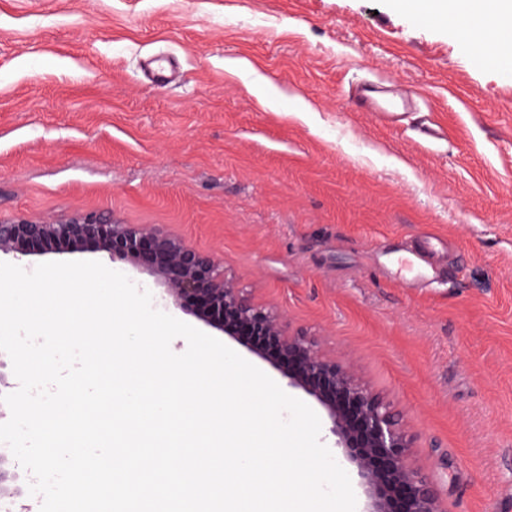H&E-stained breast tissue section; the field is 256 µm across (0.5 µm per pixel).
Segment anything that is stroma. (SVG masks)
<instances>
[{"label":"stroma","instance_id":"35a3bbf8","mask_svg":"<svg viewBox=\"0 0 512 512\" xmlns=\"http://www.w3.org/2000/svg\"><path fill=\"white\" fill-rule=\"evenodd\" d=\"M364 81L421 99L384 127ZM89 211L213 255L351 366L448 512H512L511 65L397 0H0V218ZM429 239L447 272L411 281L393 258Z\"/></svg>","mask_w":512,"mask_h":512}]
</instances>
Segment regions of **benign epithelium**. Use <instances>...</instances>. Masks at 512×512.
Listing matches in <instances>:
<instances>
[{
    "label": "benign epithelium",
    "mask_w": 512,
    "mask_h": 512,
    "mask_svg": "<svg viewBox=\"0 0 512 512\" xmlns=\"http://www.w3.org/2000/svg\"><path fill=\"white\" fill-rule=\"evenodd\" d=\"M82 249L130 256L174 303L234 337L257 338L250 352L282 369L288 386L300 389L326 411L342 456L356 470L367 497L363 512H447L433 487L410 463V442L390 408L352 370L325 356L303 334H289L281 316L255 304L231 280L217 273L214 258L183 240L145 226L120 224L87 212L66 221L16 217L0 220V253L28 264L45 254ZM0 455V499L21 488L8 485Z\"/></svg>",
    "instance_id": "obj_1"
}]
</instances>
